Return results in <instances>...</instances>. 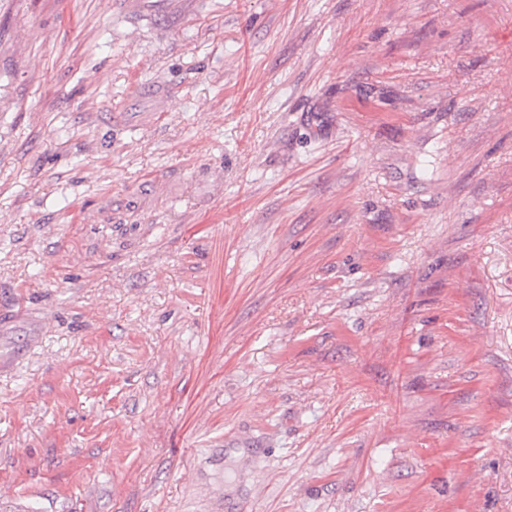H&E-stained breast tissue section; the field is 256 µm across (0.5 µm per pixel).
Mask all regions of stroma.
<instances>
[{
	"label": "stroma",
	"instance_id": "stroma-1",
	"mask_svg": "<svg viewBox=\"0 0 512 512\" xmlns=\"http://www.w3.org/2000/svg\"><path fill=\"white\" fill-rule=\"evenodd\" d=\"M512 512V0H0V512Z\"/></svg>",
	"mask_w": 512,
	"mask_h": 512
}]
</instances>
